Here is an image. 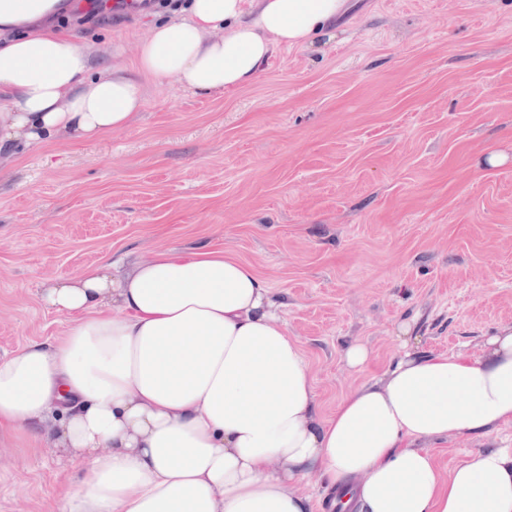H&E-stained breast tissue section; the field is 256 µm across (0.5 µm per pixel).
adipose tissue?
Listing matches in <instances>:
<instances>
[{
	"instance_id": "1",
	"label": "adipose tissue",
	"mask_w": 512,
	"mask_h": 512,
	"mask_svg": "<svg viewBox=\"0 0 512 512\" xmlns=\"http://www.w3.org/2000/svg\"><path fill=\"white\" fill-rule=\"evenodd\" d=\"M59 0H0V155L127 127L148 78L221 94L280 46L312 41L345 0H187L156 22L134 70L95 67L52 28ZM63 336L0 357V429L82 462L54 512H308L312 474L362 512H512V449L441 471L429 442L512 424V327L479 357L418 350L316 409L284 303L228 252L104 262L45 288Z\"/></svg>"
}]
</instances>
